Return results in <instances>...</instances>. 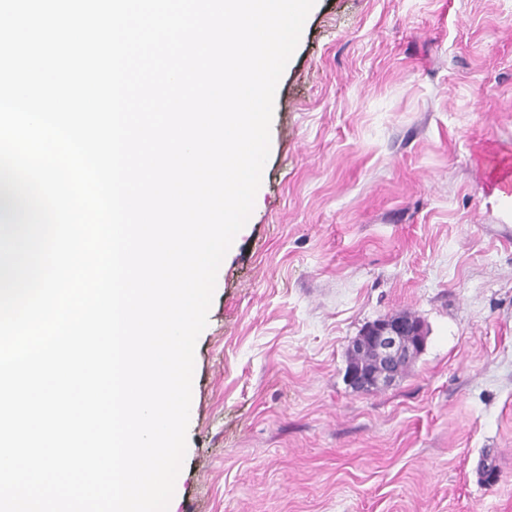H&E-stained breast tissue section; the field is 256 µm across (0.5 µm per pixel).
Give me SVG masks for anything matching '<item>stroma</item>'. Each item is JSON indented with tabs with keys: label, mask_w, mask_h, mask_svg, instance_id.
<instances>
[{
	"label": "stroma",
	"mask_w": 512,
	"mask_h": 512,
	"mask_svg": "<svg viewBox=\"0 0 512 512\" xmlns=\"http://www.w3.org/2000/svg\"><path fill=\"white\" fill-rule=\"evenodd\" d=\"M512 0H317L197 339L174 512H512ZM429 328L396 383L349 342ZM428 330L414 316L394 313L365 326L348 345L345 381L358 392L393 385L424 350Z\"/></svg>",
	"instance_id": "1"
}]
</instances>
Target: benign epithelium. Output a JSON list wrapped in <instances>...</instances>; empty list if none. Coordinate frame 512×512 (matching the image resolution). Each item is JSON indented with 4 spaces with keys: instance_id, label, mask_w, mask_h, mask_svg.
<instances>
[{
    "instance_id": "benign-epithelium-1",
    "label": "benign epithelium",
    "mask_w": 512,
    "mask_h": 512,
    "mask_svg": "<svg viewBox=\"0 0 512 512\" xmlns=\"http://www.w3.org/2000/svg\"><path fill=\"white\" fill-rule=\"evenodd\" d=\"M428 330L414 316L394 313L365 326L348 345L345 381L358 392L393 385L424 350Z\"/></svg>"
}]
</instances>
